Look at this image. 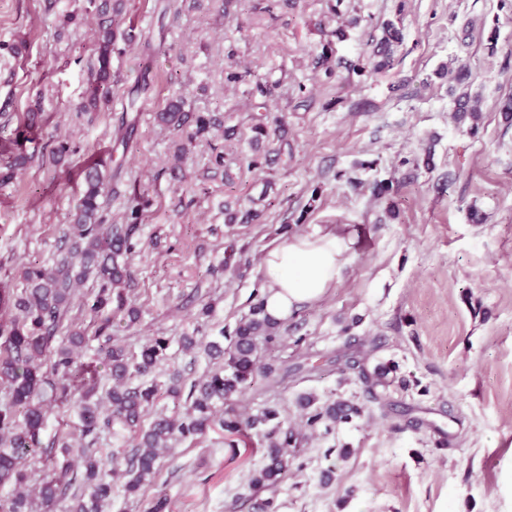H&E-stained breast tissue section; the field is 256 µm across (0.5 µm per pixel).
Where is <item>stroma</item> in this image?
Instances as JSON below:
<instances>
[{
    "instance_id": "1",
    "label": "stroma",
    "mask_w": 512,
    "mask_h": 512,
    "mask_svg": "<svg viewBox=\"0 0 512 512\" xmlns=\"http://www.w3.org/2000/svg\"><path fill=\"white\" fill-rule=\"evenodd\" d=\"M124 3L111 95L86 112L87 0H0V90L13 96L0 137L31 156L0 182V288L52 265L82 166L104 158L106 219L135 223L138 243L128 266L140 318L112 330L134 347L171 337L156 375L190 382L209 359L179 337L233 335L262 297L263 255L337 228L353 261L282 322L275 354L305 370L276 401L294 429L302 395L368 414L297 436L304 466L274 493L248 485L260 441L234 448L209 429L173 449L140 503L114 485L108 512H143L161 493L168 512H261L270 497L279 512H512V122L500 110L512 0ZM389 24L400 39L378 71ZM174 87L211 119L206 131L157 121ZM463 92L479 97L478 122L455 119ZM63 141L70 152L54 162ZM350 346L368 353L359 368L345 366ZM383 365L390 382L370 391L365 377Z\"/></svg>"
}]
</instances>
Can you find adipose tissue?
Wrapping results in <instances>:
<instances>
[{"label": "adipose tissue", "instance_id": "ef3b65f1", "mask_svg": "<svg viewBox=\"0 0 512 512\" xmlns=\"http://www.w3.org/2000/svg\"><path fill=\"white\" fill-rule=\"evenodd\" d=\"M350 249V239L336 230L297 234L269 249L261 263L266 314L280 323L323 296L342 278Z\"/></svg>", "mask_w": 512, "mask_h": 512}]
</instances>
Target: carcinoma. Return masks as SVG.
Masks as SVG:
<instances>
[{"label":"carcinoma","mask_w":512,"mask_h":512,"mask_svg":"<svg viewBox=\"0 0 512 512\" xmlns=\"http://www.w3.org/2000/svg\"><path fill=\"white\" fill-rule=\"evenodd\" d=\"M101 0L98 44L94 65L89 69L90 96L83 109L91 110L110 96L114 31L108 6ZM456 111L479 118L478 101L464 93L456 99ZM158 119L169 126L185 125L182 90L173 91ZM29 157L20 152L4 161L3 181L11 180ZM110 179L101 164L87 166L84 189L70 215L59 255L51 266L31 264L21 275L22 288L0 289V310L11 311L0 318V488H9L0 497V512H106L112 502V473L122 468L125 498L140 502V491L151 484L178 441L193 439L216 423L230 436H248L255 429L265 443L263 466L250 472L253 489H273L282 483L297 457L290 447L292 432L282 431L281 411L265 403L256 415L245 416L236 407V398L256 377L266 380V391H274L300 367L277 365L265 354L280 343L279 325L256 304L238 324L229 346L219 340L203 341L181 336L183 350L204 346L214 367L183 393L179 372L160 382L153 372L168 358L170 339L155 336L133 352L123 339L112 335V318L118 314L135 322L139 311L130 305L131 281L126 264L119 258L136 248L132 224H107L100 199L109 192ZM96 287L82 301L90 312V329L64 325L77 287L88 277ZM98 342L95 361L98 370L79 361V351ZM108 388L100 390L101 380ZM185 399V410L174 416L163 413L143 426V418L162 396ZM59 403L78 418L83 446L74 449L71 434L43 443L46 407ZM304 411L303 428L318 425L331 431L336 425L365 415L358 404L337 399L319 407L314 398L299 400ZM133 431L137 443L122 453H104L100 436L114 426ZM40 456L47 473L34 479L30 459Z\"/></svg>","instance_id":"obj_1"}]
</instances>
